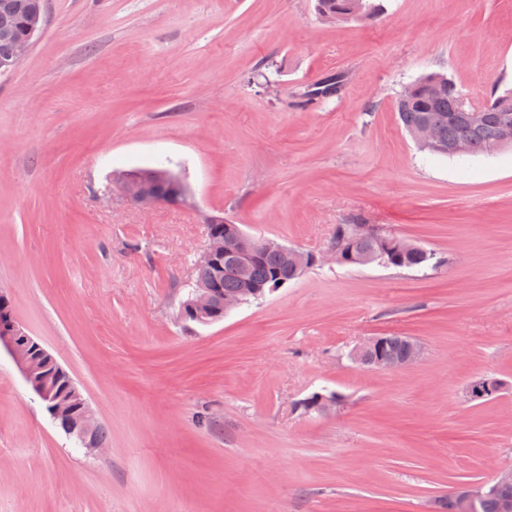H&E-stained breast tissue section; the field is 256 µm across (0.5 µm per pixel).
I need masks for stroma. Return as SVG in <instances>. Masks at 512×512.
<instances>
[{
    "instance_id": "1",
    "label": "stroma",
    "mask_w": 512,
    "mask_h": 512,
    "mask_svg": "<svg viewBox=\"0 0 512 512\" xmlns=\"http://www.w3.org/2000/svg\"><path fill=\"white\" fill-rule=\"evenodd\" d=\"M0 78V292L107 430L86 456L0 354V512H436L512 461V148L432 157L396 99L431 73L475 103L512 86V0H44ZM342 72L329 100L306 86ZM165 164L180 204L113 173ZM321 253L366 222L436 269L317 263L201 325L179 318L206 219ZM415 339L397 371L354 364ZM506 387L483 404L466 385ZM335 412H304L313 393ZM315 10L324 21L341 23L358 19L373 20L383 13L384 6L375 0H315ZM147 181H158L154 183L152 191L156 196L167 200L176 199L180 196L181 188L177 184L171 182L179 181L182 184V193L178 202H182L186 198L185 184L169 169L147 170L141 174V181L133 179L127 173H122L117 178V184L121 188L123 195L141 206L153 205L162 201L153 195L146 183Z\"/></svg>"
}]
</instances>
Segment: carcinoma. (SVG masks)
Returning a JSON list of instances; mask_svg holds the SVG:
<instances>
[{
	"label": "carcinoma",
	"mask_w": 512,
	"mask_h": 512,
	"mask_svg": "<svg viewBox=\"0 0 512 512\" xmlns=\"http://www.w3.org/2000/svg\"><path fill=\"white\" fill-rule=\"evenodd\" d=\"M317 14L328 23H341L351 20H373L381 15L384 6L376 0H315ZM27 18L22 12L17 14L16 26L12 37H0V59L12 57L14 43L22 39L26 32ZM463 93L456 83L443 73H430L411 83V92L396 101L399 120L410 136L422 125L433 127L437 138L451 146H460L463 152L443 153L426 145L422 150L431 155L447 157L487 156L493 144L498 140L504 129L512 130V90L493 97L478 111L477 118L465 120L461 117V101ZM152 191L155 195L167 200L180 196L181 188L171 181L154 183ZM343 225L336 226L330 245L341 255L339 265H353V258H373L386 267L394 268H425L439 265L437 254L420 245L397 238L396 245L400 250H392L381 254L376 238L365 233L350 241L342 235ZM251 278L255 288H280V279L288 281L298 279L294 268L287 257L275 251H262L257 261L251 266ZM384 350L390 355L404 359L411 356L415 340L409 336L388 334L381 337ZM512 501L511 487H489L478 506V512H503V504Z\"/></svg>",
	"instance_id": "carcinoma-1"
}]
</instances>
